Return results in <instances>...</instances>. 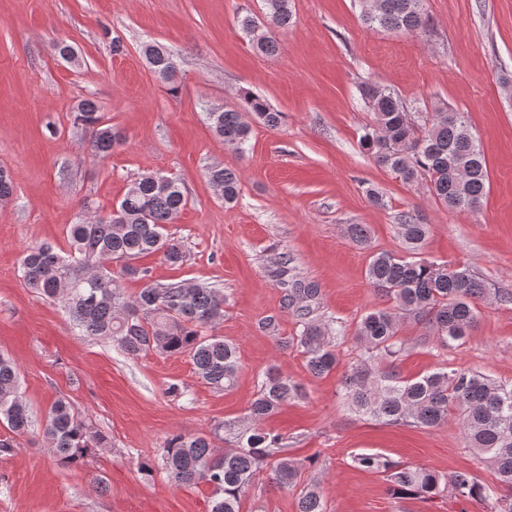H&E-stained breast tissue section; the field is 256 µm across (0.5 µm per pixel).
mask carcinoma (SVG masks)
<instances>
[{"label": "carcinoma", "instance_id": "1", "mask_svg": "<svg viewBox=\"0 0 512 512\" xmlns=\"http://www.w3.org/2000/svg\"><path fill=\"white\" fill-rule=\"evenodd\" d=\"M361 7L363 21L372 28L412 32L429 24L424 0H361ZM263 14L262 20L246 14L239 24L254 49L273 55L279 50L277 32L291 24L290 0H264ZM143 52L160 80L173 84L177 76L173 52L152 43ZM360 94L376 117L363 148L379 166L407 183L427 176L429 192L452 209L475 210L481 205L488 188L487 164L461 113H436L419 135L390 89L365 82ZM239 99L237 107L213 109L207 119L224 144L240 152L250 132L248 116L276 128L281 113L249 91H240ZM73 123L94 128L90 150L99 158L109 157L121 141L112 126L103 124L92 100L77 107ZM207 178L224 202L239 199L236 171L216 164L208 168ZM184 206L177 179L144 173L131 182L115 211L80 216L68 230V249L48 243L26 248L20 259L21 276L46 298L63 300L84 335L107 337L132 357L149 352L186 354L199 379L224 391L236 383L240 358L234 344L208 333L224 319L223 291L189 280L147 282L138 295L128 297L121 287L124 277L147 278V269L135 265L144 256L160 252L168 263L183 264L184 247L167 226ZM399 230L404 249L411 254L429 232L428 225L411 215L404 216ZM271 274L285 288L284 308L299 326L290 342L302 349L308 371L316 377L333 372L340 363L335 339L346 335L344 325L314 320L318 284L295 273L288 254L278 257ZM367 276L389 306L365 314L358 323L355 338L361 353L350 363L342 383L350 410L388 424L409 422L426 428L445 425L458 412L467 446L495 470L506 493L498 494L467 472L440 476L376 453L354 455V465L384 474L397 498L476 497L494 501V512H512V383L446 368L409 379L393 367L405 350L397 336L402 320L426 322L433 328L436 347H451L476 322L477 304L487 299L489 289L465 267L440 268L391 251L371 256ZM301 396L300 384L272 366L263 373L246 416L226 419L208 434L172 435L158 461H143L139 470L148 476L162 471L184 485L205 483L212 488L211 512H240L241 493L262 471H269L271 480L280 485L301 480L303 464L288 456V438L264 426L282 405ZM0 421L16 434H25L32 426L29 406L20 395L17 367L2 353ZM221 434L231 448L219 455L213 438ZM42 436L63 465L83 464L90 449L108 447L107 437L76 415L64 398L51 404ZM298 512H325L315 487H303Z\"/></svg>", "mask_w": 512, "mask_h": 512}]
</instances>
